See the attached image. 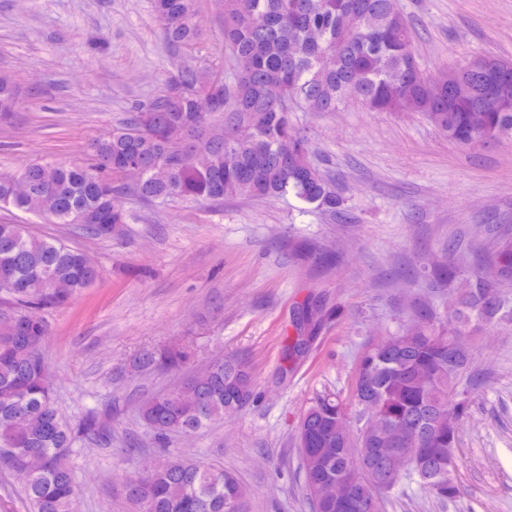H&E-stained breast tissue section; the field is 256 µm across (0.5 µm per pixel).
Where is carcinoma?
Instances as JSON below:
<instances>
[{"mask_svg":"<svg viewBox=\"0 0 512 512\" xmlns=\"http://www.w3.org/2000/svg\"><path fill=\"white\" fill-rule=\"evenodd\" d=\"M166 40L193 41L199 33L195 0H154ZM224 41L233 58L231 76L218 80L184 67L167 91L129 121L90 144L98 168L33 162L24 167L28 188L15 191L11 172H0V205L74 224L79 212L106 210L120 187L103 172L127 174L137 158L133 190L145 201L222 202L226 197L277 200L293 196L309 208L345 223L348 212L336 186L310 161L308 134L291 113L336 112L354 99L371 112H418L448 141L461 147L512 137V61L475 57L429 78L415 56L412 35L396 0H224ZM224 84V106L199 111L211 85ZM13 83L0 75V112L14 104ZM457 246L430 271L428 287L446 292L448 313L437 317L418 306L401 330L369 342L360 353L349 399L324 391L312 398L297 431L317 439L298 444L311 512H338L351 496L355 512H382L383 498L406 478H417L433 499L459 496L453 453L458 421L470 409L472 350L460 340L502 321L512 322V233L498 234L478 270L464 277ZM101 277L93 260L62 239L40 238L24 224H0V285L11 311L33 304L67 303ZM64 285L48 292V282ZM289 354L308 350L304 314L294 321ZM47 325L24 332L0 324V467H27L24 486L31 512H76L78 488L69 470L52 459L75 436L55 399V375L41 346ZM183 346L158 355L141 352L140 372L179 368ZM208 382L143 400V421L160 439L198 434L224 419L239 392H254L251 367L241 357L212 363ZM197 395L193 408L182 392ZM83 433L100 444L107 435L94 417ZM420 449L419 462L399 473L392 458ZM133 512H226L235 499L245 512L246 493L222 468L171 457L126 486Z\"/></svg>","mask_w":512,"mask_h":512,"instance_id":"carcinoma-1","label":"carcinoma"}]
</instances>
